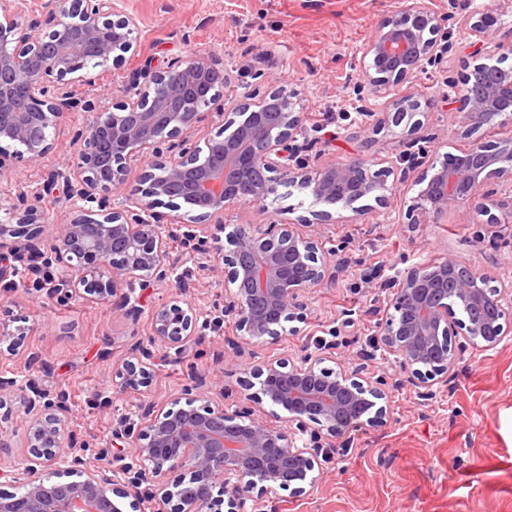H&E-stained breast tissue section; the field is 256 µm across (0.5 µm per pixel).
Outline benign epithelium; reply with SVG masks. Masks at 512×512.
<instances>
[{
    "instance_id": "benign-epithelium-1",
    "label": "benign epithelium",
    "mask_w": 512,
    "mask_h": 512,
    "mask_svg": "<svg viewBox=\"0 0 512 512\" xmlns=\"http://www.w3.org/2000/svg\"><path fill=\"white\" fill-rule=\"evenodd\" d=\"M120 0H11L0 7V141L22 146L20 156L31 162L52 149L49 129L71 121L78 111L92 117L76 134L77 148L65 170L50 172L42 186L28 193L25 186L0 185V196L18 187V201L33 204L6 212L0 238H21L17 248L30 254L34 269H52L50 295L60 301L81 298L106 304L112 312L137 318L148 313V342L179 353L190 343L204 341V330L216 329L217 319H200L187 299L189 285L176 275L170 256L177 239L191 258L213 251L224 265L221 312L235 320L236 331L248 341H265L284 314L304 319L302 301L325 280L322 266L312 263L319 238L301 237L295 223L278 219L264 229L240 227L232 251L208 234L205 221L224 228V207L230 203L261 205L281 184L309 191L324 209L316 220L328 224L337 206L352 208L354 221L363 210L357 201L374 196L382 205L392 191L384 181L362 178L366 160L353 155L340 163L307 168L297 161L294 138L302 113L294 111L277 83L267 90L227 100L219 88L224 69L207 56L178 57L163 65L146 60L129 73L111 106L96 110L91 100L74 101L66 89L89 86L94 80L86 65L91 59L119 69L140 55L138 18L118 6ZM29 14L27 23L19 17ZM499 15L477 10L462 26L484 41ZM445 16L433 0H406L395 17L381 21L363 51L362 77L377 93L390 95L405 81L443 60L448 50ZM462 103L458 124L469 134L496 121H512V74L505 73L476 91L469 82L455 91ZM433 100L406 95L372 124L382 132L390 124L407 126L412 136L421 129L415 116ZM218 126L199 145L193 135L204 123ZM236 126L224 136V126ZM146 164L137 183L127 180L128 164ZM512 177V138L476 145L436 169L418 194L422 215L437 222L448 209L480 205L494 177ZM179 192L182 202L171 205L179 215L159 208ZM122 198L112 206L108 195ZM61 203L70 220L56 231L37 219V205ZM165 284L176 292L158 306L145 308L134 295V284ZM390 305H408L407 315L380 326L384 352L408 372L409 382L433 394L438 378L454 371L466 349L486 352L512 335L506 316L512 311V280L495 289V306L484 302L486 277L452 257L410 268L395 281ZM468 313L459 318L457 313ZM334 343L323 340L322 352L297 362L255 365L242 380L257 404L268 402L288 413V424L273 427L251 410L216 404L157 409L137 405L140 420L137 447L128 443L130 430L115 433L105 463L81 467L80 452L68 431L70 408L58 398L30 387L22 395L29 417V456L21 468L19 490L0 496V512H123L114 497L132 498L130 506L149 502L153 512H215L224 502L227 512H256L254 502L286 486L297 493L314 485V472L329 459L340 428L386 423L391 413L384 389L371 385L348 366L336 371L320 367ZM126 365L124 384L149 380V348ZM76 473L79 479L52 482L43 473ZM184 472L188 479L172 483L166 476Z\"/></svg>"
}]
</instances>
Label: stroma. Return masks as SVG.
<instances>
[{"label":"stroma","instance_id":"35a3bbf8","mask_svg":"<svg viewBox=\"0 0 512 512\" xmlns=\"http://www.w3.org/2000/svg\"><path fill=\"white\" fill-rule=\"evenodd\" d=\"M140 19L137 33L145 56L164 63L191 53L213 57L229 75L224 97L266 90L278 77L296 111L305 115L297 135L299 159L316 168L358 154L372 170L386 173L394 190L386 204L362 200L359 223L312 228L311 197L295 186L280 187L267 206L231 204L224 227H261L294 217L301 236L319 232L318 253L327 275L307 296L303 321H288L278 339L248 342L233 318L208 331L202 344L187 345L179 357L155 349L147 385L126 386L121 375L134 360V347L149 333L147 317L124 319L110 307L84 299L65 303L38 287L37 275L24 285L0 291V376L36 381L48 392L65 391L69 428L87 446L85 459L96 465L114 430L136 424V406L149 401L171 407L184 390L198 404L246 407L240 381L268 359L295 361L317 353L325 330L335 329L336 347L325 368L359 369L390 396L387 423L346 431L339 455L325 464L313 488L298 495L276 490L259 504L261 512H512V340L483 352H465L455 373L434 387L431 397L406 381L394 359L378 344L379 327L393 312L387 280L396 273L453 256L462 265L502 286L512 278V178L492 179L489 214L466 207L449 210L437 223L416 208L422 179L451 154L474 140L512 137V122L462 135L457 114L434 103L414 136L393 127L364 130V115L382 111L371 88H359L364 45L380 20L396 15L402 0H125ZM448 17V51L441 65L399 86L396 96L432 94L460 85L476 64H502L512 71V0H435ZM488 6L500 21L481 54L460 19ZM76 124L51 131L53 149L43 159H14L4 178L39 187L44 176L71 159ZM192 284L190 301L205 317L224 292L217 258L205 264L185 261ZM352 323H344L345 311ZM0 424L7 444L0 455L27 454L26 417L13 391L0 392Z\"/></svg>","mask_w":512,"mask_h":512}]
</instances>
